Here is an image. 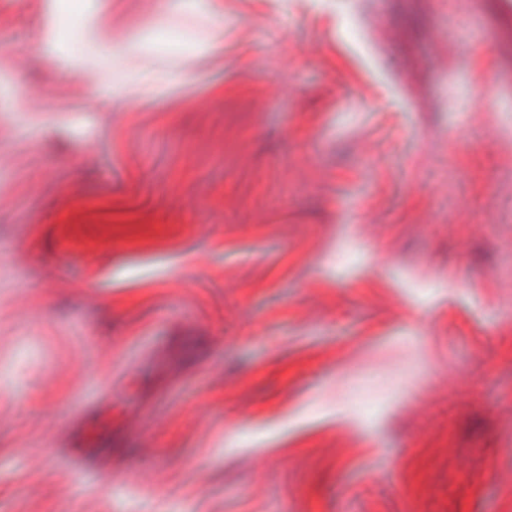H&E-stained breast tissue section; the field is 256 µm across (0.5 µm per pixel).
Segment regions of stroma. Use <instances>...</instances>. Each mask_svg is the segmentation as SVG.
Instances as JSON below:
<instances>
[{"label":"stroma","mask_w":512,"mask_h":512,"mask_svg":"<svg viewBox=\"0 0 512 512\" xmlns=\"http://www.w3.org/2000/svg\"><path fill=\"white\" fill-rule=\"evenodd\" d=\"M52 2L0 0V512H512V17L222 0L191 60L125 0L174 82L103 104Z\"/></svg>","instance_id":"stroma-1"}]
</instances>
